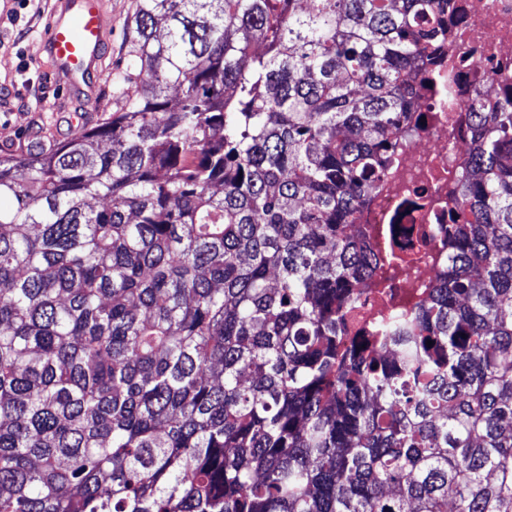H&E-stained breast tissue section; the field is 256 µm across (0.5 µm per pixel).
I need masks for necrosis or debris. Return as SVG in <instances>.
Listing matches in <instances>:
<instances>
[{"mask_svg": "<svg viewBox=\"0 0 512 512\" xmlns=\"http://www.w3.org/2000/svg\"><path fill=\"white\" fill-rule=\"evenodd\" d=\"M443 27L446 63L420 92L423 121L402 133L355 226L388 280L387 290L365 289L356 313L361 327L423 299L448 253L436 228L448 223L451 191L469 171V112L512 93V0H450ZM397 224L412 226L413 250L394 267L386 259L396 249Z\"/></svg>", "mask_w": 512, "mask_h": 512, "instance_id": "1", "label": "necrosis or debris"}]
</instances>
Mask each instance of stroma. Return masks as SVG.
<instances>
[{"instance_id": "35a3bbf8", "label": "stroma", "mask_w": 512, "mask_h": 512, "mask_svg": "<svg viewBox=\"0 0 512 512\" xmlns=\"http://www.w3.org/2000/svg\"><path fill=\"white\" fill-rule=\"evenodd\" d=\"M60 0H0V155L23 154L70 139L75 104L48 68L47 22ZM110 27L107 76L87 108L93 123L108 121L126 89L118 78L128 61L127 34L136 0H105Z\"/></svg>"}]
</instances>
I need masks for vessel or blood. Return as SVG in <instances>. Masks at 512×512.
Listing matches in <instances>:
<instances>
[{
  "label": "vessel or blood",
  "instance_id": "obj_1",
  "mask_svg": "<svg viewBox=\"0 0 512 512\" xmlns=\"http://www.w3.org/2000/svg\"><path fill=\"white\" fill-rule=\"evenodd\" d=\"M107 43V23L100 0H63L49 21L46 51L55 76L81 86L87 98L97 93Z\"/></svg>",
  "mask_w": 512,
  "mask_h": 512
}]
</instances>
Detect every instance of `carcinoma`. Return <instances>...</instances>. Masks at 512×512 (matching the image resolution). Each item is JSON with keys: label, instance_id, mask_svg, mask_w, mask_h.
<instances>
[{"label": "carcinoma", "instance_id": "cac0c4a2", "mask_svg": "<svg viewBox=\"0 0 512 512\" xmlns=\"http://www.w3.org/2000/svg\"><path fill=\"white\" fill-rule=\"evenodd\" d=\"M444 12L138 0L112 119L0 157V512H512V97L427 296L352 325Z\"/></svg>", "mask_w": 512, "mask_h": 512}]
</instances>
